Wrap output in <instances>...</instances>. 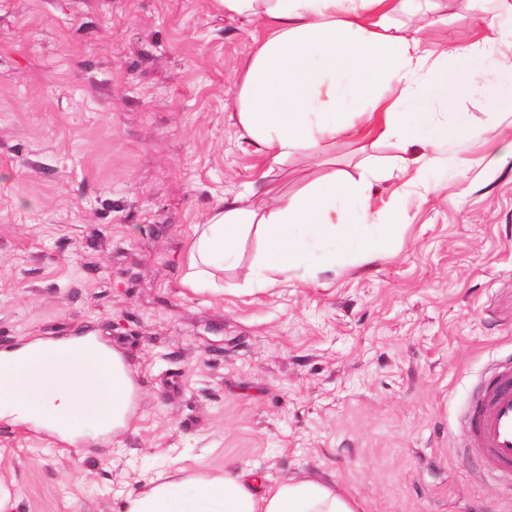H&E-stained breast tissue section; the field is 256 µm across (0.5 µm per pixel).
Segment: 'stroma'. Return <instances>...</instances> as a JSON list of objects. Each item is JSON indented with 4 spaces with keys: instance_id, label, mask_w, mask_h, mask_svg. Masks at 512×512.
I'll return each mask as SVG.
<instances>
[{
    "instance_id": "obj_1",
    "label": "stroma",
    "mask_w": 512,
    "mask_h": 512,
    "mask_svg": "<svg viewBox=\"0 0 512 512\" xmlns=\"http://www.w3.org/2000/svg\"><path fill=\"white\" fill-rule=\"evenodd\" d=\"M430 44L486 37L482 67L449 57V141L430 194L404 186L392 252L250 292L256 236L182 284L192 225L257 177L231 117L252 28L214 0H0V352L99 336L134 380L129 429L80 452L0 419L17 512H123L161 474L269 482L320 475L363 512H512V490L457 446L470 390L512 354V14L434 0ZM500 112L492 114L490 102ZM394 144L339 139L289 160L294 195L323 161L357 176Z\"/></svg>"
}]
</instances>
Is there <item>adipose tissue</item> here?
<instances>
[{"label": "adipose tissue", "mask_w": 512, "mask_h": 512, "mask_svg": "<svg viewBox=\"0 0 512 512\" xmlns=\"http://www.w3.org/2000/svg\"><path fill=\"white\" fill-rule=\"evenodd\" d=\"M225 14L254 23L260 34L241 76L235 123L259 158L258 177L221 199L193 225L184 285L199 292L217 271L237 265L239 244L252 232L264 243L251 280L272 287L335 269L338 251L364 261L387 256L404 220L399 192L376 209L373 186L421 174L443 162L448 136L466 137L464 119L448 123L414 111L419 89L448 96L422 30L402 34L388 19L410 0H217ZM339 137L391 141L400 153L368 163L358 177L325 169L293 196L274 182L288 160L316 156ZM422 152L407 157L413 143ZM317 265H310L312 250ZM132 379L122 357L94 336L37 339L0 352V418L47 426L62 438H92L132 424ZM124 512H362L336 483L311 475L264 484L254 470L171 475L125 502Z\"/></svg>", "instance_id": "adipose-tissue-1"}]
</instances>
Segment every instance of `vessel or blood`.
<instances>
[{"label":"vessel or blood","mask_w":512,"mask_h":512,"mask_svg":"<svg viewBox=\"0 0 512 512\" xmlns=\"http://www.w3.org/2000/svg\"><path fill=\"white\" fill-rule=\"evenodd\" d=\"M462 446L481 467L512 484V356L477 382L464 413Z\"/></svg>","instance_id":"1"}]
</instances>
